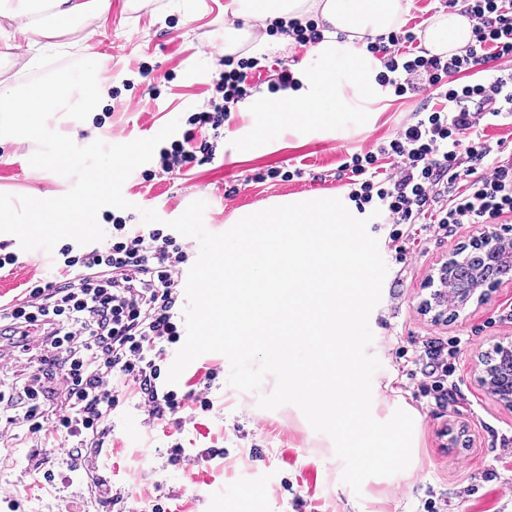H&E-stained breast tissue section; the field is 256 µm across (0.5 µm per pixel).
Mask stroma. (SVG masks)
<instances>
[{"mask_svg":"<svg viewBox=\"0 0 512 512\" xmlns=\"http://www.w3.org/2000/svg\"><path fill=\"white\" fill-rule=\"evenodd\" d=\"M228 4L108 0L105 13L87 11L60 26L49 0H40L32 19L48 35L29 49L11 39V5L0 0V85L13 89L34 76V64L43 53L59 52L68 61L94 60L100 104L83 121L57 113L50 128L82 146L98 139L113 145L152 137L210 97L212 81L223 69ZM239 22L251 41L262 44L269 64L308 61L307 48L252 25L247 16ZM142 61L152 68L150 78L137 72ZM420 104L417 98L391 96L337 125L298 128L268 150L251 145L266 138L267 128L256 113L239 110L231 127L250 128L252 139L224 138L215 159L180 175L163 173L153 161L140 166L122 188L132 204L125 215L137 224L141 210L152 209L172 220L191 202L202 200L207 204L206 228L220 233L237 212L262 207L275 197H346L340 166L347 153L390 136ZM35 150L29 139L0 145V193L47 199L69 191L71 179L30 165ZM297 166L304 170L299 179L251 180L260 171L285 172ZM480 230V225H467L448 239L429 242L417 251L416 268L406 273L394 259L386 261L381 301L369 318L374 334L370 351L381 364L372 379L371 412L381 422L399 409L413 417L412 456L404 471L368 478L360 490H353L341 480L344 465L331 439L314 431L299 408L258 407L259 394L274 389L273 377L265 378L260 393L238 391L228 383V359L207 353L181 378L216 369L211 411L179 424L152 421L138 410L133 396L113 411L111 446L96 464L111 476L113 496H121V503L91 494L86 472L72 470L49 448L44 454L55 480L44 483L27 466L31 450L24 439L9 441L8 451L17 463L0 469V484L21 492L22 512H152L159 501L167 512H416L431 492L445 497L447 512H512V496L502 483L512 468L497 451L502 436H512V407L489 395L476 371L478 354L512 342V319L507 316L512 281L486 289L482 300L470 301L458 316L437 326L420 309L430 293L426 276ZM1 241L19 260L0 270V289L16 295L35 281L57 275L52 254L22 250L10 234L0 233ZM432 331L468 339L457 358L458 399L444 411L430 408L419 396L416 385L402 376L396 355L401 347L417 349ZM174 442L182 445L175 458L169 454Z\"/></svg>","mask_w":512,"mask_h":512,"instance_id":"35a3bbf8","label":"stroma"}]
</instances>
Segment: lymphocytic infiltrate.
I'll return each mask as SVG.
<instances>
[{
	"instance_id": "1",
	"label": "lymphocytic infiltrate",
	"mask_w": 512,
	"mask_h": 512,
	"mask_svg": "<svg viewBox=\"0 0 512 512\" xmlns=\"http://www.w3.org/2000/svg\"><path fill=\"white\" fill-rule=\"evenodd\" d=\"M473 38L451 56L417 54L414 29L400 27L368 40L381 60L382 86L395 97L425 96L419 111L387 138L349 154L348 198L358 211H378L389 225L385 246L407 264L422 236L447 238L465 224H495L512 214V159L486 139L489 126L512 125V0H463ZM258 57H227L212 94L184 117L178 139L157 151L164 173L214 159L224 126L252 93ZM210 138L197 140L196 132ZM189 254L169 229L112 219V238L75 252L62 245L63 279L40 280L18 303L0 305V367L24 364L18 391L0 395L11 409L0 433L47 445L65 440L62 454L78 463L87 448L103 447L123 389L136 390L140 409L163 419L191 406L210 411L214 369L185 391L166 387L161 364L181 337L177 308ZM460 336L430 338L407 360L406 374L422 397L454 402V357Z\"/></svg>"
}]
</instances>
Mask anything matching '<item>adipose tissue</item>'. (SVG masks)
Returning <instances> with one entry per match:
<instances>
[{
	"instance_id": "ef3b65f1",
	"label": "adipose tissue",
	"mask_w": 512,
	"mask_h": 512,
	"mask_svg": "<svg viewBox=\"0 0 512 512\" xmlns=\"http://www.w3.org/2000/svg\"><path fill=\"white\" fill-rule=\"evenodd\" d=\"M253 22L269 27L279 20L318 21L322 42L311 46L316 65L294 72L297 88L277 96L258 94L250 111L260 113L273 132L302 126L308 117L334 125L343 114L366 108L384 98L378 81L382 63L365 49L367 38L396 29L405 13V0H232ZM472 37L469 18L457 12L430 18L420 34L424 54L449 55Z\"/></svg>"
}]
</instances>
